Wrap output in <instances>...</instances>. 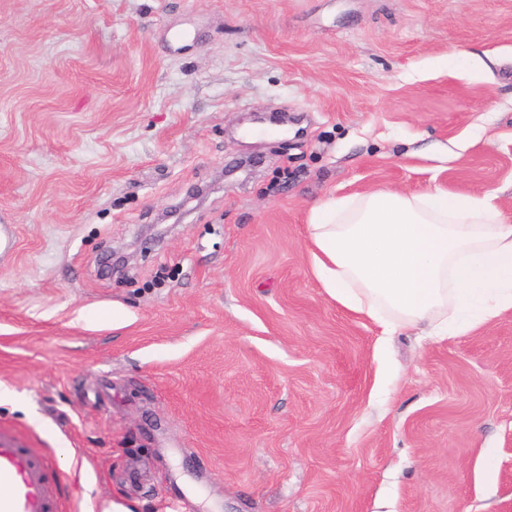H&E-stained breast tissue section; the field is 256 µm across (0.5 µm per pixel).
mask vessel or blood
<instances>
[{
  "instance_id": "vessel-or-blood-1",
  "label": "vessel or blood",
  "mask_w": 512,
  "mask_h": 512,
  "mask_svg": "<svg viewBox=\"0 0 512 512\" xmlns=\"http://www.w3.org/2000/svg\"><path fill=\"white\" fill-rule=\"evenodd\" d=\"M54 460L0 432V512H55L62 486Z\"/></svg>"
}]
</instances>
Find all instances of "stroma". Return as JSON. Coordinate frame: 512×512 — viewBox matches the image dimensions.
I'll return each instance as SVG.
<instances>
[{"instance_id":"stroma-1","label":"stroma","mask_w":512,"mask_h":512,"mask_svg":"<svg viewBox=\"0 0 512 512\" xmlns=\"http://www.w3.org/2000/svg\"><path fill=\"white\" fill-rule=\"evenodd\" d=\"M430 188L512 224V0H0V429L59 512H512V311L311 271L312 207Z\"/></svg>"}]
</instances>
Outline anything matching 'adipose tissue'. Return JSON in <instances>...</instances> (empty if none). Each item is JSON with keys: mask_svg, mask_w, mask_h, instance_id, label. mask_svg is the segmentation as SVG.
<instances>
[{"mask_svg": "<svg viewBox=\"0 0 512 512\" xmlns=\"http://www.w3.org/2000/svg\"><path fill=\"white\" fill-rule=\"evenodd\" d=\"M312 270L344 308L382 333L436 321L463 335L512 310V225L492 194L378 190L310 216Z\"/></svg>", "mask_w": 512, "mask_h": 512, "instance_id": "ef3b65f1", "label": "adipose tissue"}]
</instances>
